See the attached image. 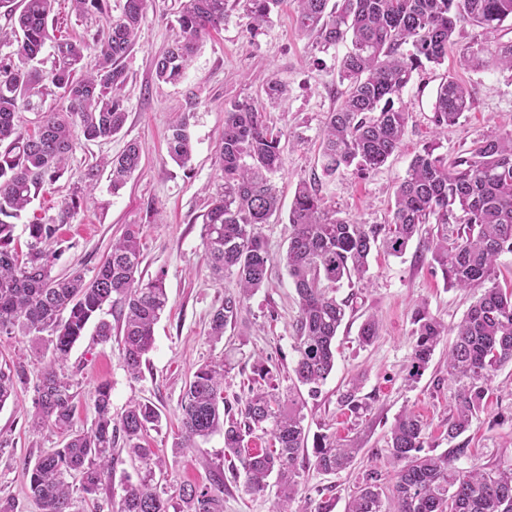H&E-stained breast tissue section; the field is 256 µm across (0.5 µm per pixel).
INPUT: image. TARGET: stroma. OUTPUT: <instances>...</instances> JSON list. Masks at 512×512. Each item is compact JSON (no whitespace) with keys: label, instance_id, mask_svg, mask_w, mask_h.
<instances>
[{"label":"stroma","instance_id":"1","mask_svg":"<svg viewBox=\"0 0 512 512\" xmlns=\"http://www.w3.org/2000/svg\"><path fill=\"white\" fill-rule=\"evenodd\" d=\"M179 6V0H149L137 43L124 60L128 81L123 91L127 110L123 129L107 141L80 143L64 175L46 186L17 220L14 238L18 248H25L33 216H55L60 201L70 195L88 167L120 153L128 141L141 143V166L127 184L113 190L108 175H101L86 204L61 226L57 242L49 247L54 273L79 269L90 277L113 239L127 225H140L141 271L147 278L164 273L168 295L140 378L127 374L117 341L100 343L89 328L75 344L63 366L76 395L72 427L83 431L92 426L96 389L102 383L111 387L113 413L122 412L134 399L151 401L161 410V422L150 430L149 445L165 455L170 465L167 476L156 480L163 497L177 499L182 483L204 485L220 474L224 512H274V492L248 495L241 480L229 475L223 433H214L191 448L175 445L181 431L180 400L199 365L226 363L224 394L230 398L241 392L256 357L270 358L284 372L296 358L292 323L298 303L279 264L273 265L266 287L244 305L240 320L245 335L227 334L218 342L209 337L211 313L225 293L236 291L237 281L229 274L221 279L213 275L202 245L203 216L220 183L214 153L224 132V114L234 103L255 104L269 125L282 131L285 164L272 181L284 202H291L300 180L319 171L324 122L345 90L336 74L349 46L317 47L313 38L298 31L293 0H282L254 36L247 32L241 10L233 7L223 27L203 38L183 77L164 83L156 80L152 61L176 37L171 22ZM475 39L488 47L512 39V20L496 32L465 26L447 63L414 74L399 101L410 114L403 141L383 167L365 178L320 179L319 194L338 217L362 224L388 223L396 186L425 145L439 142L440 153L452 157L490 132H512V73L464 69L458 64L462 47ZM449 74L468 87L473 105L459 124L440 135L432 122V104L438 85ZM272 79L287 89L275 104L264 92ZM189 109L194 112L190 126L194 154L188 167L182 168L167 154L166 134L169 124ZM368 277L364 284H342L337 292L341 298L355 293L356 299L338 332L335 367L320 396L308 400L304 409L310 434L335 436L359 448L360 454L351 469L337 475L318 473L312 459H304L295 512H318L326 500L332 502V512H344L350 489L366 470L390 472L384 451L386 434L402 410L414 411L426 423L428 443L436 452L451 446L447 417L455 385L448 375L449 343L441 341L421 379L407 383L414 343L412 316L416 304L423 301L432 315L455 326L480 291L447 286L417 238L403 256L373 253ZM370 315L379 321V335L372 345L363 347L357 340L358 330ZM16 361L25 363L29 380L19 388L15 401L0 408V500L15 501L18 512H38L28 497L25 467L61 447L63 436L51 427L36 432L30 426L35 387L47 363L41 343L17 333L0 335V368ZM436 377L442 380L437 387L432 384ZM355 378L361 380L362 393L372 405L371 412L360 419L344 414L336 402L337 390ZM462 439L469 453L458 460V467L512 466V365L498 371L484 410ZM134 473L130 460H123L112 480L92 499L84 497L79 478L70 477L75 512H111L112 502L122 495L123 477Z\"/></svg>","mask_w":512,"mask_h":512}]
</instances>
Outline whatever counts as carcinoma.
I'll use <instances>...</instances> for the list:
<instances>
[{"instance_id":"obj_1","label":"carcinoma","mask_w":512,"mask_h":512,"mask_svg":"<svg viewBox=\"0 0 512 512\" xmlns=\"http://www.w3.org/2000/svg\"><path fill=\"white\" fill-rule=\"evenodd\" d=\"M255 34L268 22L282 0H239ZM299 28L327 47L348 42L350 50L337 71L346 85L343 100L325 122L320 149L321 176L364 177L383 166L399 148L409 113L395 106L413 74L426 66H441L448 47L466 25L484 30L512 19V0H296ZM56 0H21L10 30L0 31V334L44 337L49 362L35 387L32 427L52 426L66 433L65 443L39 457L27 470L29 494L40 512H74L67 478L80 477L82 491L95 496L116 468L122 446L142 477L125 479L123 495L113 512H223L224 479L208 486L185 483L178 505L153 487L167 462L149 447L148 432L161 420L149 401H131L119 417L112 415L111 389L96 390V418L86 431H72L75 394L59 366L88 323L108 304L122 319L120 356L127 373L140 377L151 351L154 326L168 296L164 273L145 280L139 276L142 237L130 224L112 241L111 252L91 279L75 270L52 273L43 243L69 223L84 196L73 194L58 207L56 217H38L28 224L29 241L20 256L13 238L19 218L47 184L63 176L79 141H105L126 122L123 89L128 74L123 60L136 44L147 0H123L111 14L110 0H70L72 11L84 18L104 19L93 37L96 63L81 73L87 44L56 38L48 22ZM228 0H184L176 14L180 36L154 60L155 76L175 82L185 72L202 37L224 24ZM54 42L55 61L48 70L38 66L46 43ZM463 62L474 68L512 73V40L491 50L472 45ZM58 97L60 105L40 111L43 98ZM470 91L450 77L441 82L433 102V123L442 131L470 111ZM36 114V129L23 131L19 112ZM190 114L169 126L168 154L181 167L191 160ZM282 134L270 127L262 112L237 103L224 113V134L215 165L222 184L204 214L205 254L213 275H234L238 291L224 294L213 310L210 336L218 341L236 328L244 303L265 287L272 257L260 226L280 214L281 199L272 176L284 166ZM432 142L411 160L397 185L387 224H361L336 216L316 188L317 179L296 185L288 210L292 226L285 254L280 257L295 288L299 311L295 323L297 353L289 374L288 393L280 391V368L258 357L252 364V386L246 397L224 401V366L204 363L194 372L180 401L181 435L177 448H191L199 439L224 431V460L244 474L243 490L266 494L275 478V512H291L300 492L299 456L313 448L314 468L324 474L349 469L359 449L325 434L308 445L303 422L305 403L296 397L301 384L316 397L336 362V336L354 295L335 296L347 280L362 282L368 258L380 249L400 257L426 224L437 233L425 242L430 264L439 267L447 285L484 288L455 326L448 347V376L456 383L448 416V438L467 431L484 408L490 385L503 366L512 364V289L496 283L500 257L512 253V132L494 133L465 152L448 157ZM143 148L135 140L111 159L87 168L81 176L91 191L104 168H110L112 190L120 189L141 165ZM411 363L407 381L420 379L448 326L425 304L413 316ZM379 335L375 317L359 327L358 341L372 344ZM28 383L26 367L17 363L0 370V407L14 400L18 386ZM340 409L360 416L370 409L353 380L338 391ZM268 438L260 452L245 448L246 439ZM426 424L414 412L402 411L388 431L386 458L392 464V484L384 487L381 473L366 472L348 498L345 512H512V467L476 466L462 470L455 462L468 454L459 445L442 453L425 451Z\"/></svg>"}]
</instances>
